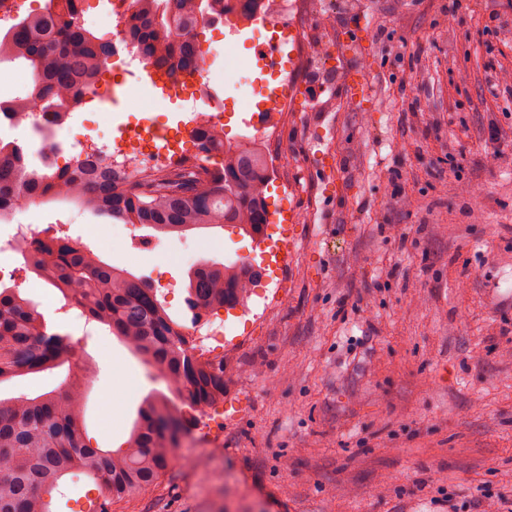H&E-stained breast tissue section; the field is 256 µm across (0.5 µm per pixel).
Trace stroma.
Instances as JSON below:
<instances>
[{
  "mask_svg": "<svg viewBox=\"0 0 512 512\" xmlns=\"http://www.w3.org/2000/svg\"><path fill=\"white\" fill-rule=\"evenodd\" d=\"M337 6L332 25L309 18L303 40L333 46L363 22L369 37L337 66L300 71L280 113L282 165L269 183L271 217L296 215L295 249L274 271L282 286L264 307L243 305L249 328L224 351V401L187 423L158 483L112 512H440L436 488L489 485L512 495V168L489 157L490 120L512 122V95L494 94L489 65L504 51L492 13L507 0H364ZM227 28L198 44L224 91V132L253 137L237 114L261 100ZM363 67L371 97L345 95L341 75ZM193 101L166 105L127 90L119 109L93 103L56 134L58 165L97 145L109 126L190 123ZM49 234L82 240L107 263L150 283L190 324L192 266L255 253L225 226L191 250L154 243L151 228L67 202L43 205ZM88 335L85 440L119 448L142 399L165 383L102 326L54 316ZM137 378L109 404L117 371Z\"/></svg>",
  "mask_w": 512,
  "mask_h": 512,
  "instance_id": "1",
  "label": "stroma"
}]
</instances>
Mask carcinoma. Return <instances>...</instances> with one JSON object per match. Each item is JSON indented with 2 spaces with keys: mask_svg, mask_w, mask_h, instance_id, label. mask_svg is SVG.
<instances>
[{
  "mask_svg": "<svg viewBox=\"0 0 512 512\" xmlns=\"http://www.w3.org/2000/svg\"><path fill=\"white\" fill-rule=\"evenodd\" d=\"M10 0L13 25L0 33V63L21 60L33 72L25 97L0 104V122L38 112L52 131L84 107L115 53L112 41L83 19L82 0H60L42 13L22 15ZM224 21V0H129L122 17L124 42L156 72L174 81L204 69L198 30ZM203 153L220 151L222 167L184 158L131 177L90 148L66 166L33 163L27 145L0 143V211L22 197L65 196L102 216L164 232L230 224L249 236L268 224L264 151L254 142L231 143L224 128L190 130ZM30 271L45 276L86 319L108 325L148 367H158L181 402L203 411L224 399V362L191 353L183 326L167 313L145 281L103 262L90 249L54 237L40 252H24ZM260 277L248 262H202L189 275L192 308L200 314L233 307ZM71 346L53 331L20 289L0 287V383L35 377L66 363ZM85 393L77 381L34 394L0 397V512H50L45 495L75 472L90 476L109 505L154 486L170 466L186 417L162 392L147 396L125 445L93 448L83 431Z\"/></svg>",
  "mask_w": 512,
  "mask_h": 512,
  "instance_id": "carcinoma-1",
  "label": "carcinoma"
}]
</instances>
